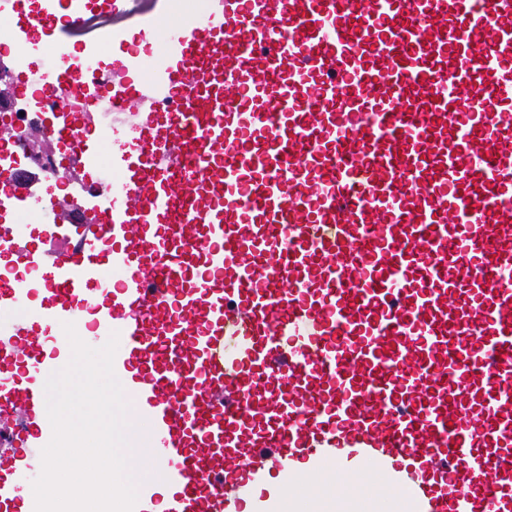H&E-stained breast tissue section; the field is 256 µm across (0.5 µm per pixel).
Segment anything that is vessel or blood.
<instances>
[{
  "label": "vessel or blood",
  "mask_w": 512,
  "mask_h": 512,
  "mask_svg": "<svg viewBox=\"0 0 512 512\" xmlns=\"http://www.w3.org/2000/svg\"><path fill=\"white\" fill-rule=\"evenodd\" d=\"M118 26L96 81L133 126L112 182L75 115L94 223L19 247L0 280V512L52 428L93 309L163 475L134 512H279L304 466L377 473L420 512H512V0H163ZM87 0H47L44 36ZM67 64L46 97L82 81Z\"/></svg>",
  "instance_id": "vessel-or-blood-1"
}]
</instances>
